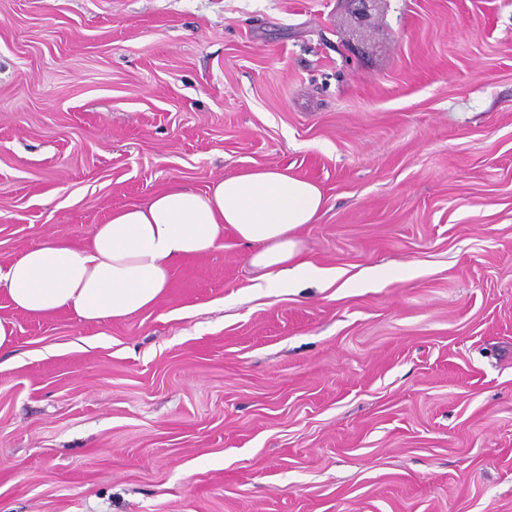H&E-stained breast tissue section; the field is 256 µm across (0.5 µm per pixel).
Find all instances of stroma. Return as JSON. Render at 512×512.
<instances>
[{
  "instance_id": "stroma-1",
  "label": "stroma",
  "mask_w": 512,
  "mask_h": 512,
  "mask_svg": "<svg viewBox=\"0 0 512 512\" xmlns=\"http://www.w3.org/2000/svg\"><path fill=\"white\" fill-rule=\"evenodd\" d=\"M246 166L385 279L249 248L98 323L0 294V512H512V0H0V267Z\"/></svg>"
}]
</instances>
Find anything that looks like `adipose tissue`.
<instances>
[{"instance_id": "1", "label": "adipose tissue", "mask_w": 512, "mask_h": 512, "mask_svg": "<svg viewBox=\"0 0 512 512\" xmlns=\"http://www.w3.org/2000/svg\"><path fill=\"white\" fill-rule=\"evenodd\" d=\"M325 200L313 182L278 167H245L206 192L169 188L146 204L114 210L90 246L65 236L16 255L0 270V292L33 316L73 311L87 322L153 307L176 262L220 248L225 230L253 248L260 292L327 284L328 270L302 257L297 232Z\"/></svg>"}]
</instances>
